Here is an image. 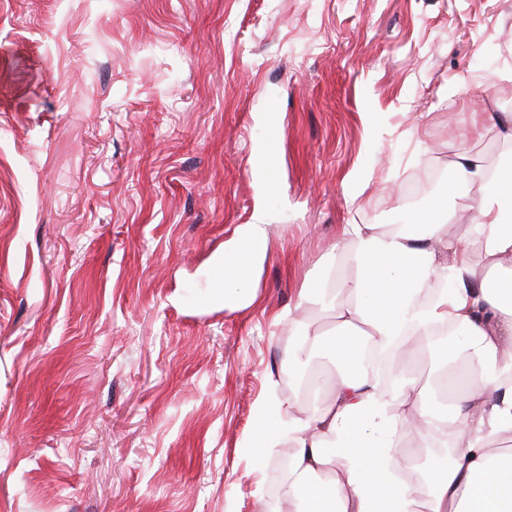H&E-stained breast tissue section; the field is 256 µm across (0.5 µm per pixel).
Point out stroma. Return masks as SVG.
I'll list each match as a JSON object with an SVG mask.
<instances>
[{"mask_svg":"<svg viewBox=\"0 0 512 512\" xmlns=\"http://www.w3.org/2000/svg\"><path fill=\"white\" fill-rule=\"evenodd\" d=\"M508 32L512 0H0V512H256L279 315L330 334L342 226L495 160ZM266 239V224H263L260 216H258L253 223L244 226L237 247L232 252L224 255V260L220 263V267H224V270L229 268L240 279H246L264 257ZM243 252H246L248 256V264L245 271H240L236 266L235 256Z\"/></svg>","mask_w":512,"mask_h":512,"instance_id":"obj_1","label":"stroma"}]
</instances>
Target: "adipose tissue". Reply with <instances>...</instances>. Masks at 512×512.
<instances>
[{
  "label": "adipose tissue",
  "instance_id": "obj_1",
  "mask_svg": "<svg viewBox=\"0 0 512 512\" xmlns=\"http://www.w3.org/2000/svg\"><path fill=\"white\" fill-rule=\"evenodd\" d=\"M452 167L459 185L478 194L477 205L453 219L456 233H448L441 203L431 221L411 210L400 224L343 225L337 260L351 273L337 278L326 304L331 337L284 316L295 337L289 374L304 375L323 356L337 375L333 398L316 413L294 416L274 394L257 407L255 434L267 445L280 432L294 435L288 496L298 512H512V159L499 176L464 151ZM447 277L452 291L419 302ZM440 323L456 327L473 367L449 432L426 410V388L411 382L386 401L355 365L364 346ZM419 419L427 437L444 436L450 453L414 485L393 479L383 454L396 452Z\"/></svg>",
  "mask_w": 512,
  "mask_h": 512
}]
</instances>
